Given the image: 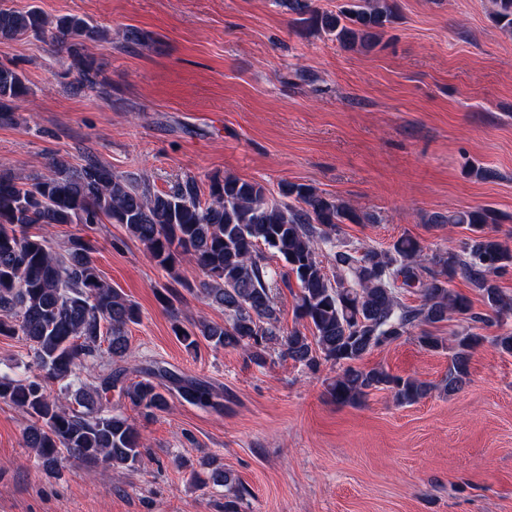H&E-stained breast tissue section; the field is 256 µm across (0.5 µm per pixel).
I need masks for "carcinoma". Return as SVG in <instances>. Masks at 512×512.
Segmentation results:
<instances>
[{
	"instance_id": "obj_1",
	"label": "carcinoma",
	"mask_w": 512,
	"mask_h": 512,
	"mask_svg": "<svg viewBox=\"0 0 512 512\" xmlns=\"http://www.w3.org/2000/svg\"><path fill=\"white\" fill-rule=\"evenodd\" d=\"M280 2L296 23L333 36L349 50L374 51L398 19L396 0H343L334 13L319 10L312 0ZM489 2L491 21L512 36V0ZM27 36L66 46L79 82L96 84L95 61L84 46L106 38L107 30L76 14L50 19L34 6L1 4L0 39ZM27 94L24 77L0 64V123L13 121ZM503 220L490 207L433 215V227L468 231L455 248L429 250L409 234L385 249L352 247L339 238L340 225L374 224L376 216L310 183L284 181L275 199L258 181L213 177L204 201L192 176L160 192L93 158L71 166L54 157L45 173L24 181L0 171V336L23 337L38 367L33 375H0V399L31 418L25 446L48 473L66 458L112 471L140 462L145 445L139 431L107 399L115 388L146 417L169 408L171 390L191 405L216 406L208 382L161 367L125 382V363L133 358L127 331L140 322L139 307L102 277L83 237L73 234L56 244L49 237L56 225L105 222L122 225L170 274L182 259L201 272L199 291L224 310V323L200 319L187 326L175 307L179 289L169 287L161 295L173 333L189 352L204 340L263 366L278 346L282 356L311 371L324 364L339 368L328 383L338 404L359 405L370 391L385 388L406 405L425 398L433 386L361 362L411 335L425 349L444 347L445 340L428 327L456 314L467 326L449 346L441 390L459 391L469 377L471 351L483 340L478 330L512 314V298L499 284L512 273V246L490 229ZM34 225L45 233H30ZM325 255L331 275L322 267ZM273 257L283 269L271 266ZM457 277L482 297L487 312L473 311L469 298L450 287ZM292 278L299 294L295 325L287 331L275 296L278 281ZM407 293L418 294L419 303L404 302ZM88 372L98 375L93 388L82 381ZM162 379L170 387L163 388ZM207 465L212 483L227 490L224 512H241L248 490L224 467L212 460Z\"/></svg>"
}]
</instances>
